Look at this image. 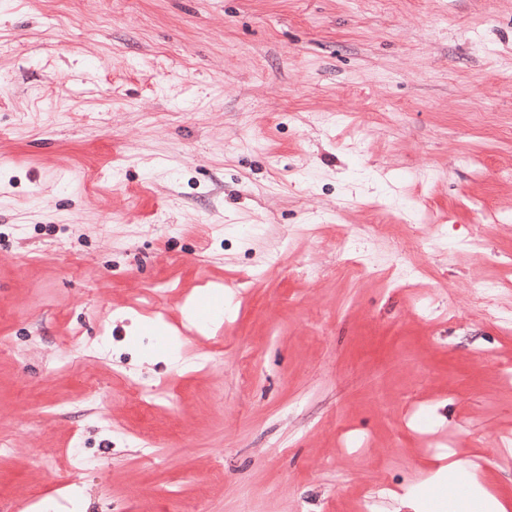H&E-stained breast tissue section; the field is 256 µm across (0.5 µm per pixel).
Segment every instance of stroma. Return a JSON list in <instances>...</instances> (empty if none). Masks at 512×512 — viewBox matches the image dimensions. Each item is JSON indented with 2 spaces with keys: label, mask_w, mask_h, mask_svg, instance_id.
<instances>
[{
  "label": "stroma",
  "mask_w": 512,
  "mask_h": 512,
  "mask_svg": "<svg viewBox=\"0 0 512 512\" xmlns=\"http://www.w3.org/2000/svg\"><path fill=\"white\" fill-rule=\"evenodd\" d=\"M510 212L512 0H0V512L512 502Z\"/></svg>",
  "instance_id": "obj_1"
}]
</instances>
